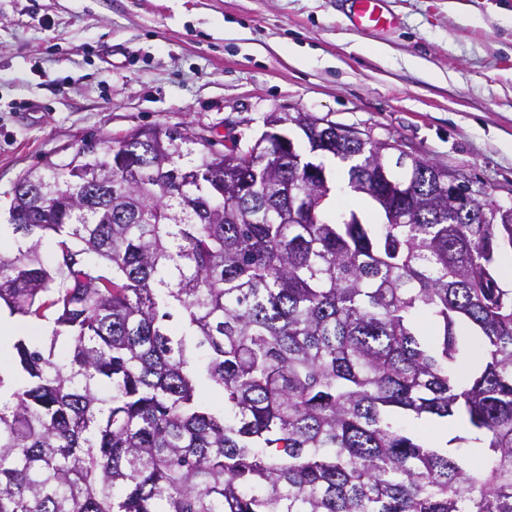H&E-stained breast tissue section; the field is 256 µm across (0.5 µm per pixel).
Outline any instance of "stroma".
Returning <instances> with one entry per match:
<instances>
[{
	"label": "stroma",
	"mask_w": 512,
	"mask_h": 512,
	"mask_svg": "<svg viewBox=\"0 0 512 512\" xmlns=\"http://www.w3.org/2000/svg\"><path fill=\"white\" fill-rule=\"evenodd\" d=\"M386 7L398 26L362 32L343 0H0V224L18 178L83 139L188 124L245 144L297 111L511 203L512 0Z\"/></svg>",
	"instance_id": "35a3bbf8"
}]
</instances>
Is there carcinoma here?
<instances>
[{
    "label": "carcinoma",
    "instance_id": "carcinoma-1",
    "mask_svg": "<svg viewBox=\"0 0 512 512\" xmlns=\"http://www.w3.org/2000/svg\"><path fill=\"white\" fill-rule=\"evenodd\" d=\"M264 125L235 154L84 139L16 181L0 306L47 336L0 372V512H512V204L311 112ZM327 155L380 221L332 209Z\"/></svg>",
    "mask_w": 512,
    "mask_h": 512
}]
</instances>
